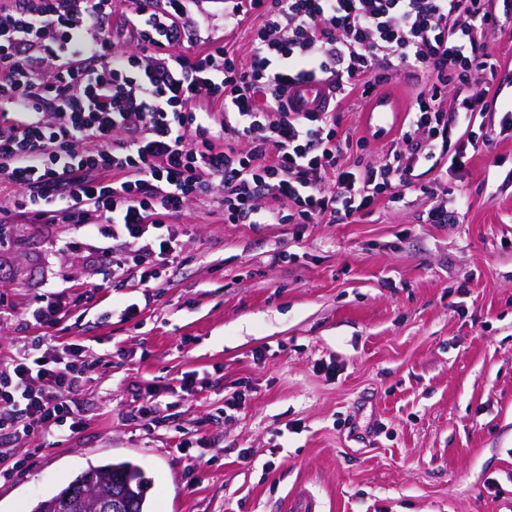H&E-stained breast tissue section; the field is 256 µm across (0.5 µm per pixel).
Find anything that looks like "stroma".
<instances>
[{"label": "stroma", "instance_id": "35a3bbf8", "mask_svg": "<svg viewBox=\"0 0 512 512\" xmlns=\"http://www.w3.org/2000/svg\"><path fill=\"white\" fill-rule=\"evenodd\" d=\"M484 36L499 65L485 123L512 109V12ZM429 83L385 71L344 101L343 166L378 165ZM465 200L450 224L427 220ZM181 260L149 286L113 283L74 224L0 225V355L49 334L97 362L80 429L0 441V512H32L88 464L130 459L148 512H512V129L401 198L343 224H228L186 212ZM77 248H70V241ZM77 302L52 329L27 313ZM195 377L192 393L183 377ZM168 405L137 417L140 397Z\"/></svg>", "mask_w": 512, "mask_h": 512}]
</instances>
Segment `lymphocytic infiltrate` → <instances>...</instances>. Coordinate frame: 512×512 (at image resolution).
Wrapping results in <instances>:
<instances>
[{
    "instance_id": "1",
    "label": "lymphocytic infiltrate",
    "mask_w": 512,
    "mask_h": 512,
    "mask_svg": "<svg viewBox=\"0 0 512 512\" xmlns=\"http://www.w3.org/2000/svg\"><path fill=\"white\" fill-rule=\"evenodd\" d=\"M490 2L224 0L225 26L259 18L244 61L202 38V0H133L123 12L117 0H13L0 7V185L33 223L119 242L103 262L142 285L176 257L171 222L191 204L221 210L230 224L255 223L263 211L276 224L345 222L409 186L420 160L462 165L436 107L449 83L468 90L459 108L469 143L493 141V130L475 127L497 68L477 39L499 26ZM118 12L138 55L114 53ZM186 43L193 55L177 53ZM390 67L432 77L407 114L403 148L374 167H340L335 111H296L287 89L320 77L337 99L365 98L377 70ZM205 99L223 113L203 108ZM329 174L330 192L321 187ZM267 198L275 205L266 210ZM95 367L81 348L52 354L38 342L0 360V435L79 428L73 389Z\"/></svg>"
}]
</instances>
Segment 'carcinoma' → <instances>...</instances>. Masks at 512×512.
<instances>
[{"label": "carcinoma", "mask_w": 512, "mask_h": 512, "mask_svg": "<svg viewBox=\"0 0 512 512\" xmlns=\"http://www.w3.org/2000/svg\"><path fill=\"white\" fill-rule=\"evenodd\" d=\"M149 486L150 481L141 467L133 461L123 460L89 466L66 487L48 497V500L58 501L69 491L84 488L93 491L94 499L87 502L81 512H96L94 500L110 499L114 496L125 501L124 512H145Z\"/></svg>", "instance_id": "obj_1"}]
</instances>
